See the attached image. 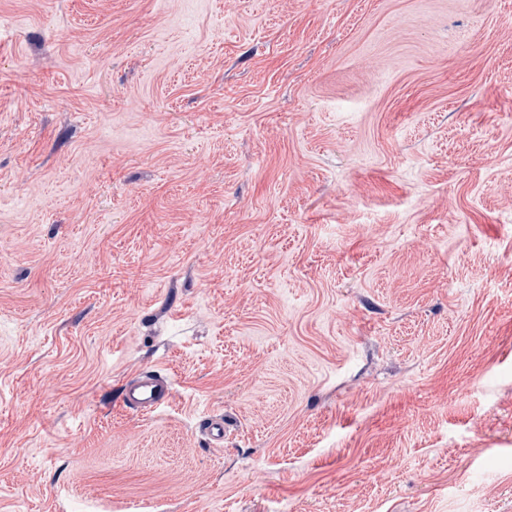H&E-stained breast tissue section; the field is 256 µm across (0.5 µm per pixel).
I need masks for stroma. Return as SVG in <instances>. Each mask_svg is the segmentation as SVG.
I'll use <instances>...</instances> for the list:
<instances>
[{"label": "stroma", "instance_id": "obj_1", "mask_svg": "<svg viewBox=\"0 0 512 512\" xmlns=\"http://www.w3.org/2000/svg\"><path fill=\"white\" fill-rule=\"evenodd\" d=\"M130 500L512 512V0H0V512ZM173 398L171 380L159 372L144 370L125 384L121 400L125 409L149 414L169 405ZM203 431L206 433L211 446L221 448L224 446V415L223 413H212L202 423Z\"/></svg>", "mask_w": 512, "mask_h": 512}]
</instances>
